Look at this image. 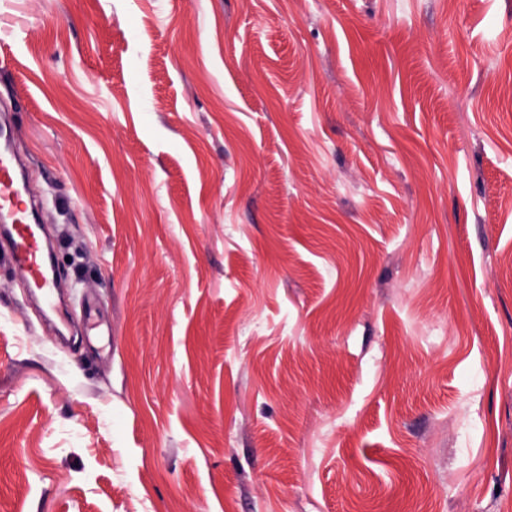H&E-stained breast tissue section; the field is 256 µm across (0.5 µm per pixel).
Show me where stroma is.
Instances as JSON below:
<instances>
[{"label": "stroma", "mask_w": 512, "mask_h": 512, "mask_svg": "<svg viewBox=\"0 0 512 512\" xmlns=\"http://www.w3.org/2000/svg\"><path fill=\"white\" fill-rule=\"evenodd\" d=\"M0 106V512H512V0H0ZM12 129L5 117L0 124V222L1 234L4 226L8 235L15 238L16 257L18 262L28 269L29 274L43 290V298L52 303L54 293V278H48L40 263V246L35 236L30 232L31 224L36 223L33 212H28L23 194L24 178L19 179L16 173L14 156L11 152L10 141ZM29 219L32 222H27Z\"/></svg>", "instance_id": "stroma-1"}]
</instances>
